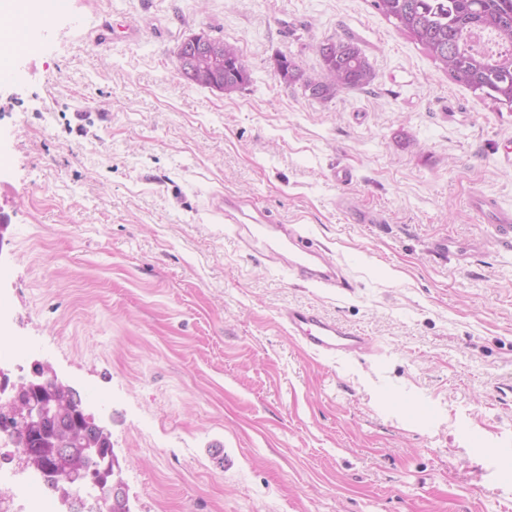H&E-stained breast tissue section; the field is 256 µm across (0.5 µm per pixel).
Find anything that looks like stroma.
<instances>
[{"mask_svg":"<svg viewBox=\"0 0 512 512\" xmlns=\"http://www.w3.org/2000/svg\"><path fill=\"white\" fill-rule=\"evenodd\" d=\"M107 21L141 36L99 44ZM201 31L241 50L248 85L181 75ZM36 33L0 84V369L69 381L131 512H512V238L470 206L512 209V109L372 0H67ZM330 38L358 41L373 85L280 82L282 54L319 76ZM222 194L300 225L350 288L243 250ZM296 306L371 350L306 348Z\"/></svg>","mask_w":512,"mask_h":512,"instance_id":"stroma-1","label":"stroma"}]
</instances>
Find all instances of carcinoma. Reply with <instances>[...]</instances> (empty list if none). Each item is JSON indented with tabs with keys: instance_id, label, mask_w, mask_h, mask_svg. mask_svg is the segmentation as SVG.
Instances as JSON below:
<instances>
[{
	"instance_id": "cac0c4a2",
	"label": "carcinoma",
	"mask_w": 512,
	"mask_h": 512,
	"mask_svg": "<svg viewBox=\"0 0 512 512\" xmlns=\"http://www.w3.org/2000/svg\"><path fill=\"white\" fill-rule=\"evenodd\" d=\"M372 6L395 27L420 45L453 81L468 87L482 99L512 108V0H372ZM330 51L320 54L322 75L305 76L292 57L277 61V76L285 84L301 87L316 81L317 98L327 100L341 89H365L376 73L365 52L352 39L329 40ZM205 54L185 47L177 52L178 70L195 69L193 83L213 87L223 82V90L234 91L250 81L243 55L227 63L224 73L203 68ZM82 418L67 414L45 431H34L27 440L31 467L49 476L50 486L65 488L64 478L81 470L86 458L81 452ZM69 442L67 450L55 448L56 438Z\"/></svg>"
}]
</instances>
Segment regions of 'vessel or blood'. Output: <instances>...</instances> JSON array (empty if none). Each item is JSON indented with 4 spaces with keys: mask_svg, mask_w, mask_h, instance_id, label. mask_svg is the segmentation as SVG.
Masks as SVG:
<instances>
[{
    "mask_svg": "<svg viewBox=\"0 0 512 512\" xmlns=\"http://www.w3.org/2000/svg\"><path fill=\"white\" fill-rule=\"evenodd\" d=\"M9 11L12 22L0 28V41L7 45L13 61L30 62L41 54L42 43L34 27L27 22L30 14L27 0H11ZM473 207L497 228L505 231L512 229V211L500 207L495 201L478 197L474 199ZM251 222L253 228L249 230L245 242L247 249L268 252L276 244L286 247L293 254L292 268L301 278L332 288H348L349 282L344 277L319 274L311 269L313 252L296 228H284L282 237L276 239L272 236V221L268 215L257 214ZM283 319L291 335L321 355L355 356L364 352L369 345L368 337L360 331L319 316L306 307L288 309Z\"/></svg>",
    "mask_w": 512,
    "mask_h": 512,
    "instance_id": "vessel-or-blood-1",
    "label": "vessel or blood"
}]
</instances>
